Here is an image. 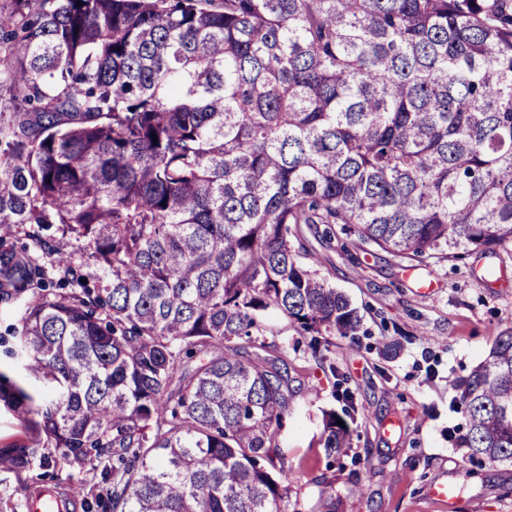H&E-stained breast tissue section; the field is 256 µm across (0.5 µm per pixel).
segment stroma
Instances as JSON below:
<instances>
[{
  "instance_id": "1",
  "label": "stroma",
  "mask_w": 512,
  "mask_h": 512,
  "mask_svg": "<svg viewBox=\"0 0 512 512\" xmlns=\"http://www.w3.org/2000/svg\"><path fill=\"white\" fill-rule=\"evenodd\" d=\"M298 230L311 268L350 299L362 329L353 338L322 337L315 354L278 311L267 313L265 341L286 354L303 385L276 437L288 470L286 512H316L326 480L338 512H448L427 486L451 475L461 512H512V465H473L455 444L466 423L457 386L512 328V254L407 262L340 228L328 240L313 226ZM489 269L495 277H486ZM428 282L432 294H420ZM339 375L360 413L347 455L332 463L318 440L324 412L344 407L334 388ZM24 477L61 490L98 481L94 467L76 472L54 458Z\"/></svg>"
}]
</instances>
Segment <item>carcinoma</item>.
<instances>
[{"label": "carcinoma", "mask_w": 512, "mask_h": 512, "mask_svg": "<svg viewBox=\"0 0 512 512\" xmlns=\"http://www.w3.org/2000/svg\"><path fill=\"white\" fill-rule=\"evenodd\" d=\"M1 47L0 471L96 462L87 512H284L302 385L264 314L314 352L361 329L291 225L403 261L512 246V0H9ZM459 390V447L512 464L511 328Z\"/></svg>", "instance_id": "carcinoma-1"}]
</instances>
